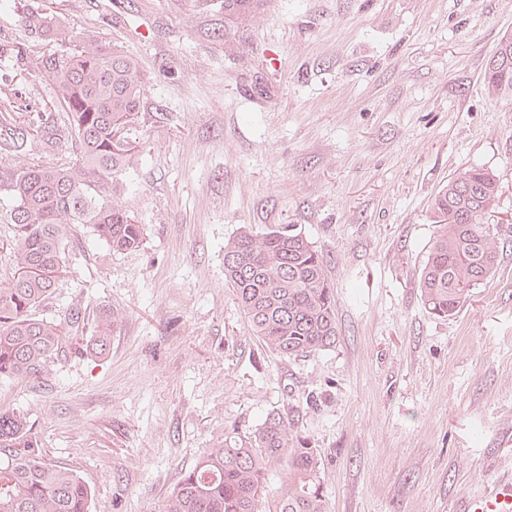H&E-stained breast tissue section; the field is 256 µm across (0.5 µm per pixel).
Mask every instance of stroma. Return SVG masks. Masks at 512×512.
<instances>
[{"mask_svg": "<svg viewBox=\"0 0 512 512\" xmlns=\"http://www.w3.org/2000/svg\"><path fill=\"white\" fill-rule=\"evenodd\" d=\"M30 11L124 46L148 85L120 175L144 244L109 252L75 228L42 310L123 311L109 355L0 380L91 512H161L206 448L291 406L329 512H465L512 480V96L483 80L512 0H261L244 18L224 0H0L1 46L30 44ZM4 98L29 113L55 94L4 57ZM473 164L499 178L504 249L442 319L418 288L431 202ZM276 224L302 228L336 292L335 347L290 362L224 282L225 242Z\"/></svg>", "mask_w": 512, "mask_h": 512, "instance_id": "obj_1", "label": "stroma"}]
</instances>
